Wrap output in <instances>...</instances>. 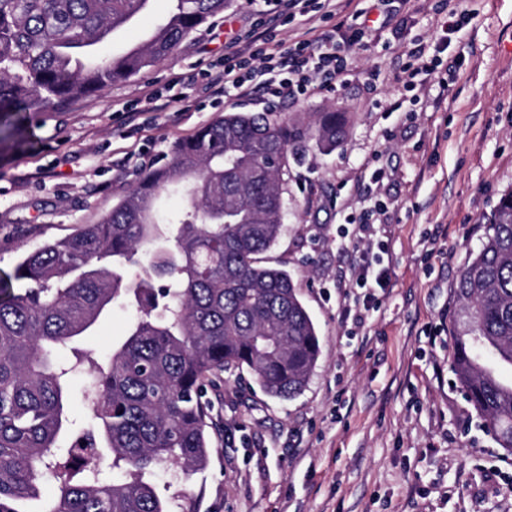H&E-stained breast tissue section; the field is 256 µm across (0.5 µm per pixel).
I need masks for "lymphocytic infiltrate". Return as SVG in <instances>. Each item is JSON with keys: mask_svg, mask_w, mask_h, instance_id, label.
I'll return each mask as SVG.
<instances>
[{"mask_svg": "<svg viewBox=\"0 0 512 512\" xmlns=\"http://www.w3.org/2000/svg\"><path fill=\"white\" fill-rule=\"evenodd\" d=\"M332 0H273L269 13L257 15L248 31L224 49V68L210 82L216 93L261 99L268 106L307 95L315 86L332 88L345 70L348 39L335 31L283 45L275 38L281 20L330 8Z\"/></svg>", "mask_w": 512, "mask_h": 512, "instance_id": "lymphocytic-infiltrate-1", "label": "lymphocytic infiltrate"}]
</instances>
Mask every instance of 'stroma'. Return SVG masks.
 <instances>
[{"label": "stroma", "instance_id": "35a3bbf8", "mask_svg": "<svg viewBox=\"0 0 512 512\" xmlns=\"http://www.w3.org/2000/svg\"><path fill=\"white\" fill-rule=\"evenodd\" d=\"M269 0H228L171 56L101 95L0 126V270L64 237L168 161L171 145L229 112L212 98L224 44ZM336 0L367 29L331 91L282 102L271 119L298 130L289 146L286 219L269 265L288 270L315 320L321 355L306 390L269 396L248 372L208 389L216 425L203 472L151 481L174 512H512V453L484 432L452 368L456 282L479 249L484 218L512 190V0ZM437 57L412 76L414 48ZM319 112L347 136L320 146ZM381 180H374L375 170ZM369 214L389 246L390 282L350 287L352 222ZM366 319L356 323V312ZM135 316L114 303L82 348L108 357Z\"/></svg>", "mask_w": 512, "mask_h": 512}]
</instances>
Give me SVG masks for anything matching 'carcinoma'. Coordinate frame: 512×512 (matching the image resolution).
<instances>
[{"label": "carcinoma", "instance_id": "1", "mask_svg": "<svg viewBox=\"0 0 512 512\" xmlns=\"http://www.w3.org/2000/svg\"><path fill=\"white\" fill-rule=\"evenodd\" d=\"M150 2L0 0V125L165 61L226 0H170L146 41L104 55ZM316 132L331 150L346 124L321 112ZM296 136L265 113H227L173 145L170 161L98 223L0 272V512H169L146 475L177 468L187 477L207 466L202 397L220 373L245 368L280 399L305 390L321 352L318 330L288 271L262 261L284 229L282 185ZM163 193L184 204L161 219ZM146 262L149 271L128 282ZM455 294L456 378L483 429L512 448V377L503 374L512 369V191L485 218ZM120 298L136 318L102 360L77 341ZM78 374L86 376L85 426L71 409Z\"/></svg>", "mask_w": 512, "mask_h": 512}]
</instances>
